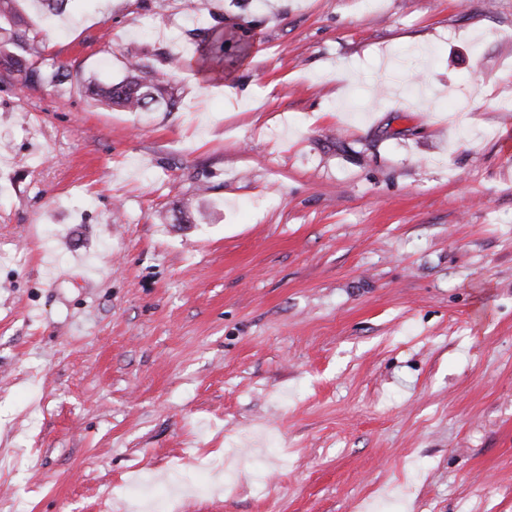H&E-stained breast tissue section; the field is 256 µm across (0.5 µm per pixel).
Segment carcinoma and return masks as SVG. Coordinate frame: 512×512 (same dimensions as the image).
I'll use <instances>...</instances> for the list:
<instances>
[{
	"mask_svg": "<svg viewBox=\"0 0 512 512\" xmlns=\"http://www.w3.org/2000/svg\"><path fill=\"white\" fill-rule=\"evenodd\" d=\"M39 32L20 23L18 0H0V71L23 86L37 90L45 86L76 89L93 100L128 112H173L178 108L169 74L134 61L127 75L106 86L86 82L69 66L44 56Z\"/></svg>",
	"mask_w": 512,
	"mask_h": 512,
	"instance_id": "1",
	"label": "carcinoma"
}]
</instances>
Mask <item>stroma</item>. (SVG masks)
Instances as JSON below:
<instances>
[{
  "mask_svg": "<svg viewBox=\"0 0 512 512\" xmlns=\"http://www.w3.org/2000/svg\"><path fill=\"white\" fill-rule=\"evenodd\" d=\"M199 3L43 35L177 111L0 75V512H134L270 434L181 512H512V0Z\"/></svg>",
  "mask_w": 512,
  "mask_h": 512,
  "instance_id": "35a3bbf8",
  "label": "stroma"
}]
</instances>
